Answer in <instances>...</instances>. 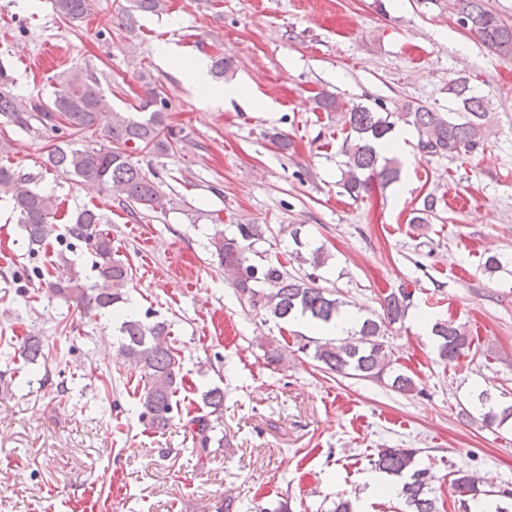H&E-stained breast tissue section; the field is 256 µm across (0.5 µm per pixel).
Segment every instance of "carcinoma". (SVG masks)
Instances as JSON below:
<instances>
[{
  "instance_id": "cac0c4a2",
  "label": "carcinoma",
  "mask_w": 512,
  "mask_h": 512,
  "mask_svg": "<svg viewBox=\"0 0 512 512\" xmlns=\"http://www.w3.org/2000/svg\"><path fill=\"white\" fill-rule=\"evenodd\" d=\"M458 15L469 21V31L489 50L512 56V26L483 5V0H456ZM167 0H131L123 26L134 31L136 13H159L166 9ZM56 13L68 20H78L91 13L92 0H53ZM144 95L137 112H112V121L105 131L107 143L77 146L72 141L55 147L48 162L57 172L76 178L81 185L113 194L125 206L139 205L156 212L163 211L170 201L161 195L155 182L156 172L132 160L128 144L164 155L185 140L183 131L166 122L169 101L156 82L141 75ZM448 98L453 107L441 112L422 104L407 103L403 112L394 115L386 105L346 103L337 96L320 92L315 97L317 108L341 115L346 136L342 152L346 157L340 184L346 194L359 198L374 187L385 188L401 179L402 161L385 149L395 121L401 120L417 133V147L425 157H455L474 155L490 144L488 109L484 99L473 93L469 81L458 77L448 83ZM110 110L97 79L81 69L59 77V87L48 101L37 98L22 104L5 90H0V117L17 126L39 122L54 132L60 130V117L65 127L75 132L97 128L101 115ZM0 192L11 196L13 209L19 213V223L26 232L29 251L34 252L66 235L84 241L85 230L97 228L98 239L92 249L96 281L87 287L81 272L71 268L69 275L57 280L39 278L50 299L62 300L81 308L89 315L96 311H118L126 303L125 288L131 280V268L112 248L110 231L102 228V217L84 208L73 223L60 233L53 224L55 201L46 193L29 187V180L14 168L0 165ZM266 224H238L236 233L227 237L217 230L210 237L211 255L219 266L233 276V286L239 297L254 308L264 309L271 317L287 322L300 314L314 323H329L347 306L336 297V290L318 285V271L328 264L330 256L317 248L304 257L294 255L311 271L301 276L288 273L281 262L258 266L250 263L249 253L257 242L265 239ZM412 292L406 286L384 295L382 312L359 321L358 327L345 337L328 338L314 346L312 357L325 369L338 374L358 376L383 382L393 377L391 387L403 394L416 392L414 379L394 371L392 350L385 341L388 326L401 321L407 313ZM170 324L165 321L145 323L126 316L118 327V356L124 363L141 371L143 390L139 395V419L150 428L163 431L174 420L178 410L176 394L184 375L177 348L165 341ZM439 359L452 363L470 350L471 339L454 322L443 320L433 324ZM23 358L31 363L47 359L43 342L33 336L24 340ZM203 407L189 417L196 455L203 458L213 442L215 432L224 427V391L211 388L202 395ZM476 404L481 421L488 427L512 423V404L493 400L489 390L479 392ZM416 448H381L373 460L375 469L403 479L399 496L409 512H438L434 495L435 476L416 462ZM451 487L461 496L460 506L481 497L492 499L493 512H512V503L501 500L502 491L486 490L479 480L463 470L454 472Z\"/></svg>"
}]
</instances>
